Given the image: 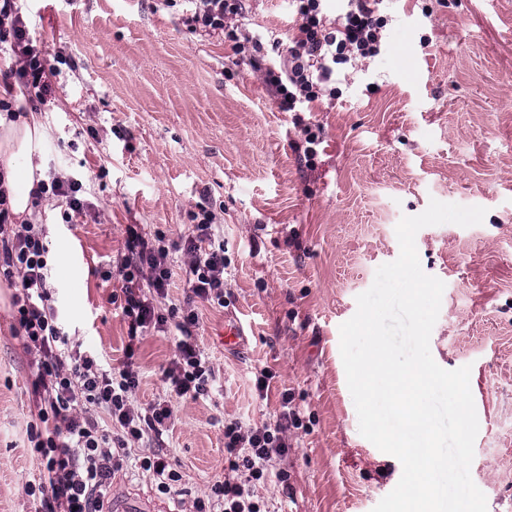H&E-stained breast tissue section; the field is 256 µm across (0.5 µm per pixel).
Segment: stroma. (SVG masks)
<instances>
[{"label":"stroma","instance_id":"35a3bbf8","mask_svg":"<svg viewBox=\"0 0 512 512\" xmlns=\"http://www.w3.org/2000/svg\"><path fill=\"white\" fill-rule=\"evenodd\" d=\"M31 34L57 70L40 114L47 176L78 177L90 207L64 220L35 204L49 241V280L64 332L103 364L124 357L128 324L103 274L146 237L188 235L207 211L224 227V304L199 308V344L216 380L198 400L172 398L175 426L128 444L111 494L168 512L224 478V423H275L281 393L301 424L255 492L265 512H372L402 465L359 432L340 354V326L383 264L395 227L430 200L480 206L482 224L427 226L423 271L445 284L430 351L442 368L470 366L479 422L470 467L487 512H512V0H391L380 54L358 64L338 98L310 119L323 128L313 160L259 68L221 37L192 30L193 0H22ZM286 0H248L238 34L287 37ZM13 287L0 277V512H37L26 495L44 462L32 382L35 355L13 335ZM243 335L224 342L225 322ZM174 333L144 336L143 407L164 391ZM273 377L267 399L254 372ZM167 448L182 478L169 493L140 460Z\"/></svg>","mask_w":512,"mask_h":512}]
</instances>
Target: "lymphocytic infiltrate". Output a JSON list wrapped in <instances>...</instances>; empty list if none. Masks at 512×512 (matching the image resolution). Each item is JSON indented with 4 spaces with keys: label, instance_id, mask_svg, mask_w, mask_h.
I'll return each instance as SVG.
<instances>
[{
    "label": "lymphocytic infiltrate",
    "instance_id": "lymphocytic-infiltrate-1",
    "mask_svg": "<svg viewBox=\"0 0 512 512\" xmlns=\"http://www.w3.org/2000/svg\"><path fill=\"white\" fill-rule=\"evenodd\" d=\"M289 6L295 25L284 44L273 34L241 37L230 29V21L243 15L245 0H196L189 23L222 36L240 60L263 63L264 81L279 108L294 113L295 124L305 133L304 155L311 159L322 142V129L305 121V113L322 98L335 97L338 77L380 53L388 18L384 0H290ZM3 44L17 64L0 75V86L9 93L21 90L32 107L46 105L56 69L35 44L16 0H0ZM10 218L8 196L0 187V276L18 288L13 333L38 356L33 390L40 399L38 418L47 425L34 435L45 473L38 483L26 484L25 491L39 498L40 512H102L128 441L149 434L162 438L174 424V412L161 397L144 408L133 407L130 396L140 384L134 347L126 348L119 366L107 368L67 336L47 282L46 237L37 225L14 226ZM190 219L191 234L177 240L161 232L149 240L139 225H127V253L117 275L130 339L152 328L178 330L163 381L176 397L196 400L216 379L193 334L199 324L196 306L223 303L226 261L223 228L203 210ZM178 251L189 258V293L182 305L163 309L159 302L166 300L173 275L169 255ZM280 407L272 426L225 423L226 473L206 497L195 500V512H262L255 484L266 478L270 462L287 452L288 429L300 424V412L289 396H282Z\"/></svg>",
    "mask_w": 512,
    "mask_h": 512
}]
</instances>
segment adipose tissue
I'll use <instances>...</instances> for the list:
<instances>
[{
	"mask_svg": "<svg viewBox=\"0 0 512 512\" xmlns=\"http://www.w3.org/2000/svg\"><path fill=\"white\" fill-rule=\"evenodd\" d=\"M47 137L39 113L27 110L12 117L0 113V156L11 160L6 187L10 209L18 219L33 215L34 191L45 179L41 148Z\"/></svg>",
	"mask_w": 512,
	"mask_h": 512,
	"instance_id": "1",
	"label": "adipose tissue"
}]
</instances>
